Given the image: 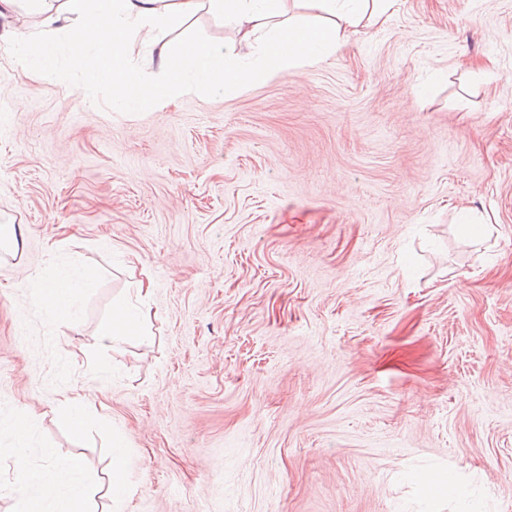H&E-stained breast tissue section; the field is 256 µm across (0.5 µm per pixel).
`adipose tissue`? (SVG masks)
I'll return each mask as SVG.
<instances>
[{"instance_id":"1","label":"adipose tissue","mask_w":512,"mask_h":512,"mask_svg":"<svg viewBox=\"0 0 512 512\" xmlns=\"http://www.w3.org/2000/svg\"><path fill=\"white\" fill-rule=\"evenodd\" d=\"M304 12L293 15L288 0H28L42 14L43 30L37 50L16 39L11 28L0 33L15 38L17 56L25 69L44 78L55 73L56 35L67 30L70 60L82 76V98L101 83L112 87V109L138 112L161 109L175 99L216 82L233 87L266 81L291 67L312 65L332 54L345 32L363 17L386 15L397 0H303ZM209 8L242 29V37L257 46V59L234 49L186 39L163 46L153 76L139 74L128 57L131 32H145L157 43L168 29ZM93 270L55 266L45 279L39 302L46 312L74 315L73 297L92 280ZM141 305L121 300L100 324L101 346L143 335ZM96 487L83 475L78 459L49 458L43 475L18 465L15 512H89Z\"/></svg>"}]
</instances>
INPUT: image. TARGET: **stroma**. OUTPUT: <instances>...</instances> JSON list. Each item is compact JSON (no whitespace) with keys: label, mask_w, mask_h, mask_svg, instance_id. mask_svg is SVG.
<instances>
[{"label":"stroma","mask_w":512,"mask_h":512,"mask_svg":"<svg viewBox=\"0 0 512 512\" xmlns=\"http://www.w3.org/2000/svg\"><path fill=\"white\" fill-rule=\"evenodd\" d=\"M250 53L201 10L166 32ZM0 41V512L79 459L121 512H512V0H398L313 65L162 108ZM94 267L75 319L38 303ZM147 283V335L100 348ZM85 393L100 427L57 410ZM27 417L18 444L7 424ZM95 271L80 266H55L45 279L39 293V302L52 315L76 314L73 297L79 288L95 277ZM419 482L432 489L437 495L448 496V498H456L460 502L470 503V507L465 512H480L473 502V493L464 486H461L454 482L450 475H448V481L436 478L430 474L421 475L418 478Z\"/></svg>","instance_id":"obj_1"}]
</instances>
